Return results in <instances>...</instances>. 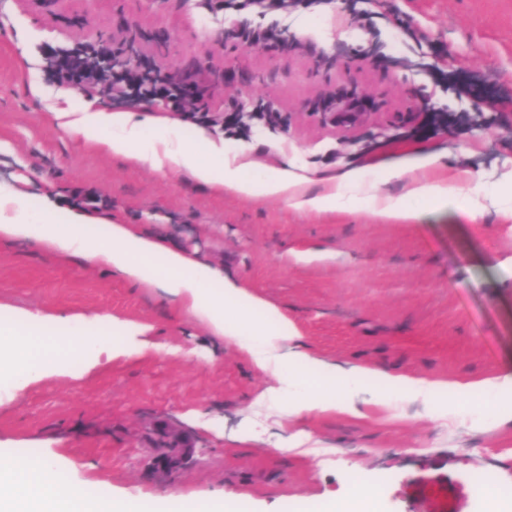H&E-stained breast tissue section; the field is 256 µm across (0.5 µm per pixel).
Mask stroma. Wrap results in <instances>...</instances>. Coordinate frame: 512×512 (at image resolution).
Masks as SVG:
<instances>
[{
    "label": "stroma",
    "instance_id": "35a3bbf8",
    "mask_svg": "<svg viewBox=\"0 0 512 512\" xmlns=\"http://www.w3.org/2000/svg\"><path fill=\"white\" fill-rule=\"evenodd\" d=\"M244 17L288 25L287 50L217 46L218 27ZM126 24L166 32V50L144 41L137 50L161 68L193 70L207 120L51 78L43 47L113 48ZM337 86L380 102L370 124L340 132L310 115L311 101ZM421 97L470 117L445 132L395 122ZM259 106L276 122L252 121L240 135L221 121ZM61 107L133 112L231 153L243 144L260 172L285 167L317 181L360 171L382 195L405 190L389 170L436 154L462 176L457 199L477 190L481 205L393 224L365 204L310 212L240 197L113 157L59 126ZM0 186L62 219L96 193L94 234L106 236L112 220L138 224L223 269L326 361L463 386L499 376L512 365V220L498 210L512 200V0H296L262 17L248 0H226L219 16L186 0H0ZM1 316L48 335H108L116 319L146 325L145 354L110 360L91 345L25 379L0 374V449L43 456L96 493L138 498L146 512L168 496L220 494L238 512H298L361 483L376 512H512V499L475 484L512 489L511 402L398 395L357 416L284 420L256 404L278 378L161 291L2 238Z\"/></svg>",
    "mask_w": 512,
    "mask_h": 512
}]
</instances>
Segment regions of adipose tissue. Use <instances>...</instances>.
I'll list each match as a JSON object with an SVG mask.
<instances>
[{
	"label": "adipose tissue",
	"instance_id": "obj_1",
	"mask_svg": "<svg viewBox=\"0 0 512 512\" xmlns=\"http://www.w3.org/2000/svg\"><path fill=\"white\" fill-rule=\"evenodd\" d=\"M55 118L64 127L95 133L113 156L135 159L159 170L184 171L198 182L238 196L280 197L301 210L326 211L366 200L381 218L408 223L420 215L413 200L428 207L447 204L451 196L448 181L428 178L441 167L440 156L432 154L389 171V178L406 181L405 192L398 195L371 194L366 179L353 171L324 179L320 190L314 192L308 177L286 168L255 173L246 149L230 154L223 143L208 138L190 146L183 143L178 131L154 128L127 112L60 108ZM90 222L88 215L76 212L68 223H58L53 211L31 212L20 195L0 190V237L76 254L133 282L160 289L216 336L236 343L258 371L296 378V385L286 394H269L270 399L281 400L286 417L336 410L358 414L350 394L372 376L384 383L383 389L369 398L377 406H387L393 392L444 397L452 404L465 396L464 390L443 381L373 373L358 364L336 371L302 348L299 334L287 318L236 280L186 252L169 248L135 225L112 222L102 238L88 231ZM140 330L135 323L116 321L111 335L116 337V344H109V337L102 336L90 341L119 355L128 350V337ZM90 341L64 336L38 344L30 338L26 324L15 325L4 318L0 320V347H6L7 352L0 357V371L22 378L32 371L35 361H48L57 352L77 351ZM324 376L337 379L341 393L320 392L314 380ZM0 512H141V508L134 498L97 495L89 486L62 480L57 468L44 459L0 451Z\"/></svg>",
	"mask_w": 512,
	"mask_h": 512
}]
</instances>
